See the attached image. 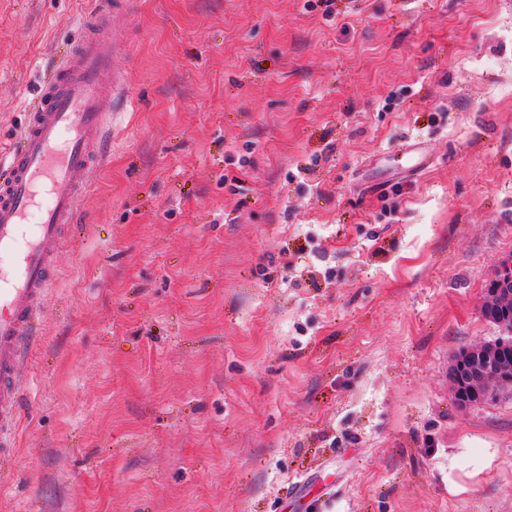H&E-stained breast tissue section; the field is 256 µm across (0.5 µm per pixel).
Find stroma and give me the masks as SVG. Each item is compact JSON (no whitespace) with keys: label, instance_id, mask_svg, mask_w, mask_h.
<instances>
[{"label":"stroma","instance_id":"35a3bbf8","mask_svg":"<svg viewBox=\"0 0 512 512\" xmlns=\"http://www.w3.org/2000/svg\"><path fill=\"white\" fill-rule=\"evenodd\" d=\"M91 0H0V146ZM0 512H512L454 354L512 254V0H135Z\"/></svg>","mask_w":512,"mask_h":512}]
</instances>
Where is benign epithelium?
<instances>
[{"instance_id": "obj_1", "label": "benign epithelium", "mask_w": 512, "mask_h": 512, "mask_svg": "<svg viewBox=\"0 0 512 512\" xmlns=\"http://www.w3.org/2000/svg\"><path fill=\"white\" fill-rule=\"evenodd\" d=\"M485 319L504 327L508 337L460 351L448 369L457 403L468 406L490 398L497 388L512 384L503 353L512 346V255L504 257L485 288L481 304Z\"/></svg>"}]
</instances>
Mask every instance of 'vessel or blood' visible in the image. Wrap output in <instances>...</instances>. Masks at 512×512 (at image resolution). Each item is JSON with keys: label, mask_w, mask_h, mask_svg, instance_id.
<instances>
[{"label": "vessel or blood", "mask_w": 512, "mask_h": 512, "mask_svg": "<svg viewBox=\"0 0 512 512\" xmlns=\"http://www.w3.org/2000/svg\"><path fill=\"white\" fill-rule=\"evenodd\" d=\"M74 48L40 90L8 154L0 153V436L18 403V363L36 334L66 224L74 223L113 106L131 91L100 28L112 0H93Z\"/></svg>", "instance_id": "1"}]
</instances>
